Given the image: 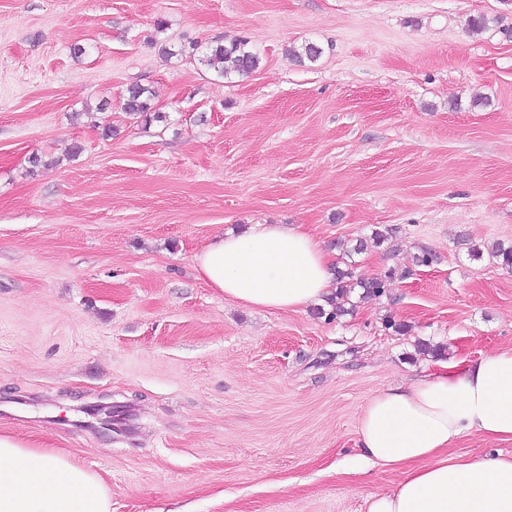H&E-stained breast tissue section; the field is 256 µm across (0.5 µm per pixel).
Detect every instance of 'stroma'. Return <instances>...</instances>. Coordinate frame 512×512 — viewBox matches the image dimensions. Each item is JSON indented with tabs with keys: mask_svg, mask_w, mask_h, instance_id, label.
<instances>
[{
	"mask_svg": "<svg viewBox=\"0 0 512 512\" xmlns=\"http://www.w3.org/2000/svg\"><path fill=\"white\" fill-rule=\"evenodd\" d=\"M238 36L251 74L190 52ZM136 83L163 120L124 112ZM255 224L395 277L338 318L244 308L194 257ZM498 246L512 0H0V434L100 475L112 512H367L399 480L351 471L371 397L421 343L512 348Z\"/></svg>",
	"mask_w": 512,
	"mask_h": 512,
	"instance_id": "obj_1",
	"label": "stroma"
}]
</instances>
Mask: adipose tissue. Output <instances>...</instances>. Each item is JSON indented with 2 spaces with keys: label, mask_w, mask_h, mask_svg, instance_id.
<instances>
[{
  "label": "adipose tissue",
  "mask_w": 512,
  "mask_h": 512,
  "mask_svg": "<svg viewBox=\"0 0 512 512\" xmlns=\"http://www.w3.org/2000/svg\"><path fill=\"white\" fill-rule=\"evenodd\" d=\"M194 267L226 298L259 309L297 312L332 293L331 256L295 225L215 234ZM472 434L512 441V348L436 360L371 398L359 420L360 457L400 479L368 494V512H512V454H453ZM0 512H112V502L98 474L0 435Z\"/></svg>",
  "instance_id": "ef3b65f1"
}]
</instances>
